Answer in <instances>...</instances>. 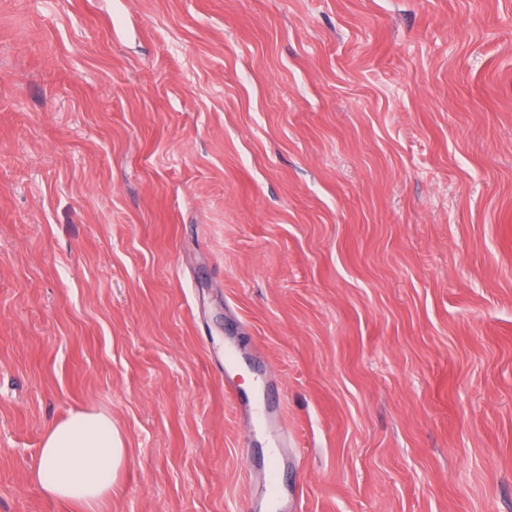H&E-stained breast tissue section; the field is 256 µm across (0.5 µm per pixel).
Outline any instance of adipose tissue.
Here are the masks:
<instances>
[{"mask_svg":"<svg viewBox=\"0 0 512 512\" xmlns=\"http://www.w3.org/2000/svg\"><path fill=\"white\" fill-rule=\"evenodd\" d=\"M39 457L35 480L47 497L99 512L123 466L124 441L109 415L77 409L48 427Z\"/></svg>","mask_w":512,"mask_h":512,"instance_id":"1","label":"adipose tissue"}]
</instances>
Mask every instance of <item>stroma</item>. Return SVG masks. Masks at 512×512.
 <instances>
[{
    "label": "stroma",
    "instance_id": "obj_1",
    "mask_svg": "<svg viewBox=\"0 0 512 512\" xmlns=\"http://www.w3.org/2000/svg\"><path fill=\"white\" fill-rule=\"evenodd\" d=\"M512 512V0H0V512ZM234 388L232 378L227 376L225 379L224 390L237 402L242 412L247 417L254 415L259 424H262L263 427L267 425H274L276 428L275 430H277L280 403L271 401L267 398L256 401L241 399L236 396ZM39 457L35 480L47 497L80 512H98L112 497L124 441L109 415L77 409L48 427ZM283 457H281L278 453L272 454L268 461L269 465V488L271 497L274 502L279 503L281 500H289L292 501V506L296 498V487H288V484L281 481L277 475L279 472V468L281 465ZM276 476V480H275Z\"/></svg>",
    "mask_w": 512,
    "mask_h": 512
}]
</instances>
